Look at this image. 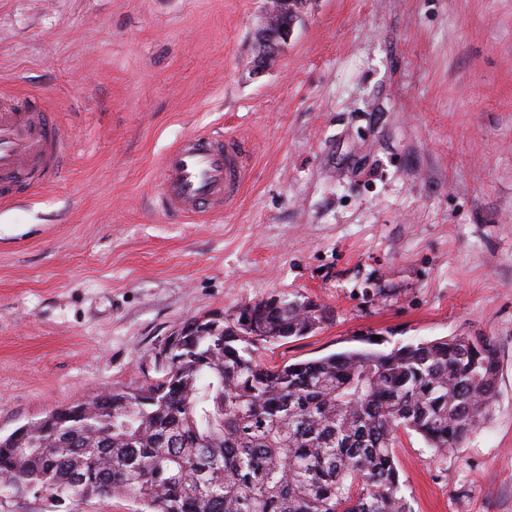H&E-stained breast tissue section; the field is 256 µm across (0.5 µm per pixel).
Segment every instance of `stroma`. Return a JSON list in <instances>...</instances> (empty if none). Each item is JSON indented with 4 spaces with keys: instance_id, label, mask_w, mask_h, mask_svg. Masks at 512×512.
Masks as SVG:
<instances>
[{
    "instance_id": "stroma-1",
    "label": "stroma",
    "mask_w": 512,
    "mask_h": 512,
    "mask_svg": "<svg viewBox=\"0 0 512 512\" xmlns=\"http://www.w3.org/2000/svg\"><path fill=\"white\" fill-rule=\"evenodd\" d=\"M266 0H0V109L50 111L68 162L0 207V436L159 377L177 327L272 296L328 312L280 365L492 338L491 414L437 453L397 433L412 512H512V0H305L252 71ZM246 150L221 215L153 204L164 153ZM0 491V512H134Z\"/></svg>"
}]
</instances>
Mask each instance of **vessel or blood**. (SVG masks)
Segmentation results:
<instances>
[{
	"label": "vessel or blood",
	"mask_w": 512,
	"mask_h": 512,
	"mask_svg": "<svg viewBox=\"0 0 512 512\" xmlns=\"http://www.w3.org/2000/svg\"><path fill=\"white\" fill-rule=\"evenodd\" d=\"M66 153L61 134L42 108L0 110V200L20 180L59 167ZM239 141L223 136H188L162 157L153 198L167 216L186 221L222 212L242 182Z\"/></svg>",
	"instance_id": "1"
}]
</instances>
